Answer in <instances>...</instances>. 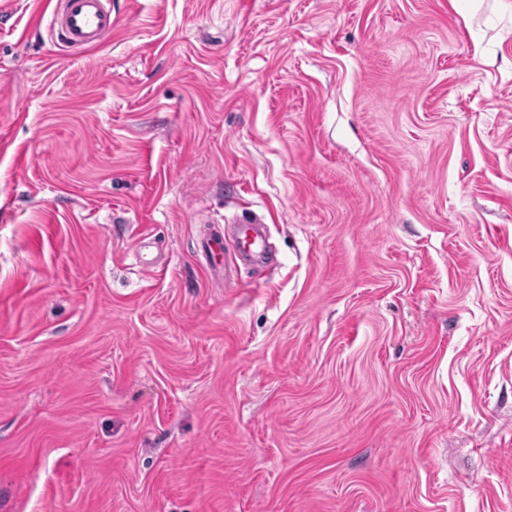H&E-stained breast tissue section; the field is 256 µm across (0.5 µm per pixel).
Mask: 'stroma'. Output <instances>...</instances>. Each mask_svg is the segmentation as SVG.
<instances>
[{
    "mask_svg": "<svg viewBox=\"0 0 512 512\" xmlns=\"http://www.w3.org/2000/svg\"><path fill=\"white\" fill-rule=\"evenodd\" d=\"M45 3L0 0V512H512V0H112L75 55ZM237 231L232 250L225 247L224 239L221 236H211L207 240L205 252L211 262H214L215 255H222L224 269H226L237 258H249L261 262L266 259L265 248L252 224H237Z\"/></svg>",
    "mask_w": 512,
    "mask_h": 512,
    "instance_id": "stroma-1",
    "label": "stroma"
}]
</instances>
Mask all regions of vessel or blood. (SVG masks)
Returning a JSON list of instances; mask_svg holds the SVG:
<instances>
[{
    "label": "vessel or blood",
    "instance_id": "obj_1",
    "mask_svg": "<svg viewBox=\"0 0 512 512\" xmlns=\"http://www.w3.org/2000/svg\"><path fill=\"white\" fill-rule=\"evenodd\" d=\"M48 30L53 39L74 49L101 45L112 34V7L109 0H52ZM233 247H225L220 236L210 237L205 246L208 257L223 256L225 263L249 258L262 261L266 251L253 225L241 224Z\"/></svg>",
    "mask_w": 512,
    "mask_h": 512
}]
</instances>
